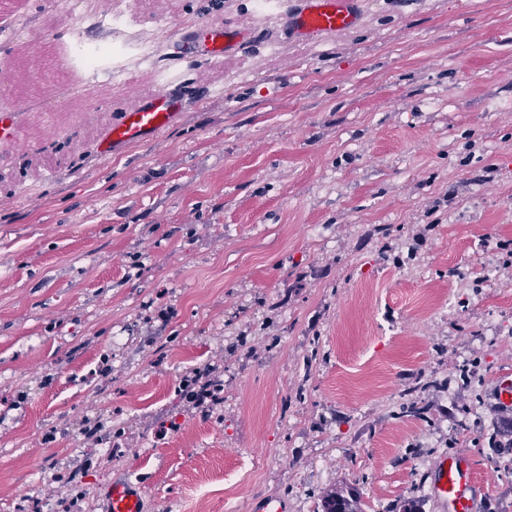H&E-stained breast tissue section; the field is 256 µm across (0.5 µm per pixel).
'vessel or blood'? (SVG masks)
<instances>
[{
	"instance_id": "obj_1",
	"label": "vessel or blood",
	"mask_w": 512,
	"mask_h": 512,
	"mask_svg": "<svg viewBox=\"0 0 512 512\" xmlns=\"http://www.w3.org/2000/svg\"><path fill=\"white\" fill-rule=\"evenodd\" d=\"M360 21V0H300L297 8L283 16V25L291 38L311 41L316 37L356 27ZM257 35L254 25L201 23L192 30L180 31L176 39L181 59L204 50L211 61H220L239 53ZM179 89L168 86L127 105L115 118L97 144V152L108 156L134 143H147L174 123L182 110ZM478 481L469 456H444L434 464L433 491L444 512H474ZM103 512H142L137 487L118 481L108 489Z\"/></svg>"
}]
</instances>
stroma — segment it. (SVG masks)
<instances>
[{
    "instance_id": "1",
    "label": "stroma",
    "mask_w": 512,
    "mask_h": 512,
    "mask_svg": "<svg viewBox=\"0 0 512 512\" xmlns=\"http://www.w3.org/2000/svg\"><path fill=\"white\" fill-rule=\"evenodd\" d=\"M12 0L0 55L101 0ZM258 20L222 62L173 58L0 163V512H443V455L468 454L477 512H512V0H361L309 43L253 0H147L132 16ZM177 75V120L109 158L132 96ZM422 240H414L415 231ZM214 366L204 413L181 382ZM425 418L405 407L414 383ZM100 421L101 442L79 433ZM76 499V506L64 503ZM104 512H142L139 488L127 482H114L108 489ZM361 499L351 493L346 496L343 491H331L322 502V512H364Z\"/></svg>"
}]
</instances>
